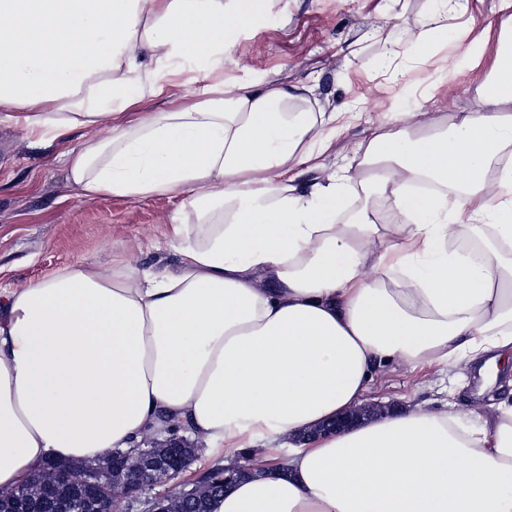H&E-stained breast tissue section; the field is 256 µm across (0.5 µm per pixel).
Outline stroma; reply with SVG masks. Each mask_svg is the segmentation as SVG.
Returning <instances> with one entry per match:
<instances>
[{
  "label": "stroma",
  "mask_w": 512,
  "mask_h": 512,
  "mask_svg": "<svg viewBox=\"0 0 512 512\" xmlns=\"http://www.w3.org/2000/svg\"><path fill=\"white\" fill-rule=\"evenodd\" d=\"M432 7L431 0H261L256 20L231 37L224 81L300 82L310 88L314 108L342 112L345 128L319 158L326 172L341 173L388 113L454 115L473 108L484 66L451 77L442 59H469L484 28H512V8L501 9L500 0H468L474 27H467V17H449L446 43L428 53L414 42ZM394 42L406 45V53L391 55ZM208 83L204 73L183 70L164 94L146 98L143 108L168 110L181 98L199 96ZM102 134L90 127L37 145L21 126L0 123L1 286L22 287L82 259L175 267L177 258L165 242L182 196L92 199L69 180L61 157ZM465 398L471 409L490 415L474 368L419 373L401 362L379 368L365 395L369 403L429 409Z\"/></svg>",
  "instance_id": "obj_1"
}]
</instances>
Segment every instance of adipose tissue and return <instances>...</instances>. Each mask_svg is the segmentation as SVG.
Instances as JSON below:
<instances>
[{"instance_id": "obj_1", "label": "adipose tissue", "mask_w": 512, "mask_h": 512, "mask_svg": "<svg viewBox=\"0 0 512 512\" xmlns=\"http://www.w3.org/2000/svg\"><path fill=\"white\" fill-rule=\"evenodd\" d=\"M251 20L248 0H0V119L41 141L126 114L64 155L71 181L194 216L172 219L175 271L82 260L0 289V488L165 420L261 468L212 512H512V398L474 426L416 406L321 429L390 361L489 384L512 360V32L476 110L396 113L324 179L336 129L306 87L217 80L140 109L179 66L223 70Z\"/></svg>"}]
</instances>
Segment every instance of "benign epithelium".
<instances>
[{
    "label": "benign epithelium",
    "instance_id": "7a95c632",
    "mask_svg": "<svg viewBox=\"0 0 512 512\" xmlns=\"http://www.w3.org/2000/svg\"><path fill=\"white\" fill-rule=\"evenodd\" d=\"M168 437L152 434L132 452H115L103 461L60 464L47 463L26 483L12 489H0V506L13 512H120L122 502L142 492L176 480L197 448L190 439L166 430ZM69 489V497H54L60 486ZM205 485L168 491L148 501L147 512H190L202 497Z\"/></svg>",
    "mask_w": 512,
    "mask_h": 512
}]
</instances>
